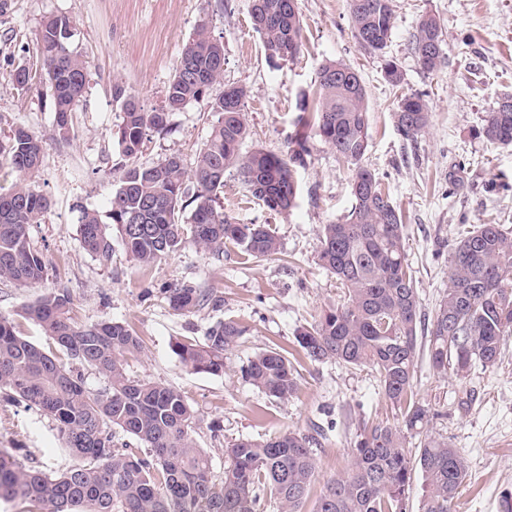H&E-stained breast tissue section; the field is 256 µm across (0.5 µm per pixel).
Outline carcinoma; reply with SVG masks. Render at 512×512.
<instances>
[{"instance_id":"cac0c4a2","label":"carcinoma","mask_w":512,"mask_h":512,"mask_svg":"<svg viewBox=\"0 0 512 512\" xmlns=\"http://www.w3.org/2000/svg\"><path fill=\"white\" fill-rule=\"evenodd\" d=\"M348 6L355 37L367 41L363 49L383 52L393 28V0H348ZM250 17L269 63L299 54L302 22L295 0H252ZM73 36L71 17L45 18L36 53L10 73L21 91L37 85L50 91L55 132L62 138L70 135L71 113L88 87L84 62L70 48ZM412 50L424 70L440 68L443 33L435 16L420 19ZM223 57L222 43L201 24L182 50L161 108L148 111L136 95L113 84V101L122 114L114 136L131 163L112 193L111 223L127 253L144 267L187 244L213 255L234 244L248 257L271 259L280 253V242L269 226L237 224L218 205L225 174L235 173L253 197L283 214L299 194L296 168L305 165L311 140L356 165L354 204L344 219L324 225L319 252L322 265L346 290L347 301L323 311L315 324L298 328L295 340L312 362L369 370L396 418L363 428L345 471L323 481L314 512H406V495L417 472L423 478L419 512H454L468 468L456 449L428 434L431 410L414 394L419 295L402 213L374 174L359 165L369 126L359 75L336 60L322 63L317 88L297 103L302 115L289 154L261 148L244 153L248 90L230 85L229 92L210 97L223 78ZM203 101L219 117L191 173L177 156L148 167L133 163L148 132L170 131L174 113ZM394 119L406 138L425 133L431 112L424 95H401ZM478 134L512 145V110L487 112ZM43 157V138L24 126L0 141V164L16 175L8 189L0 190V279L20 285L40 282L46 270L43 255L30 245L28 228L42 220L51 202L26 183ZM78 228L84 248L109 260L112 241L98 213L81 211ZM448 279L423 343L433 371L463 377L477 362L496 366L502 342L512 332V236L499 224H479L462 234ZM166 293L180 314L217 304L212 294L190 284H174ZM71 305L67 293L52 292L22 309V316L43 330L46 347L20 336L14 320L0 314V390L7 400L52 418L76 460L71 468L50 474L1 449L0 501L20 499L29 505L28 512H265L270 502L280 512H302L318 477L315 437L288 430L242 438L224 450V475L213 480L211 460L193 437L196 411L185 396L128 373V359L142 349L140 337L115 321L79 325L70 315ZM243 333L238 322L227 319L211 326L203 341H177L172 350L193 372L219 376L224 352ZM73 363L103 375L107 387H86ZM242 377L276 400L289 399L298 387L293 363L274 347L251 358ZM118 431L149 455L115 447Z\"/></svg>"}]
</instances>
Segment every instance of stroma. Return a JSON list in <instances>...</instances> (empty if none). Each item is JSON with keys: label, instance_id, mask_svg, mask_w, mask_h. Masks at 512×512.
Returning <instances> with one entry per match:
<instances>
[{"label": "stroma", "instance_id": "stroma-1", "mask_svg": "<svg viewBox=\"0 0 512 512\" xmlns=\"http://www.w3.org/2000/svg\"><path fill=\"white\" fill-rule=\"evenodd\" d=\"M391 38L380 54L365 52L353 36L347 0H297L302 48L295 59L272 66L250 20L251 0H9L0 14V138L14 126L46 140L45 158L32 188L50 197L41 223L30 225L31 245L46 263L44 279L32 286L0 280V313L13 317L20 336L42 345V329L21 317L24 305L58 290L73 300L72 316L82 325L124 323L143 341L129 362L134 377L180 390L194 407V438L224 473V450L242 437H268L321 427L319 477L342 472L363 426L392 420L395 411L370 372L336 362L314 363L297 346L298 327L345 299L335 276L320 264L324 225L342 220L353 204V167L312 140L297 173L300 192L289 214L269 211L253 198L235 173L224 178L220 202L239 224H267L281 252L271 260L246 257L227 245L223 255L186 246L150 267L124 250L115 225H107L112 258L101 262L83 247L78 217L88 209L108 215L125 159L113 135L121 121L112 100L113 83H123L148 109L163 105L169 79L198 24H207L224 45V77L211 89L246 86L249 138L284 155L296 129V103L312 92L319 66L336 60L353 67L369 105L368 148L362 159L404 216L406 253L420 297L431 314L448 288L450 258L462 229L501 224L512 233V146L478 136L486 113L512 95V0H394ZM442 26L445 62L422 69L411 50L421 17ZM68 15L74 21L71 46L86 62L89 87L72 114L69 139L56 137L49 91H18L10 79L12 61L23 47H35L44 18ZM398 63L403 82L384 76L386 60ZM425 94L432 112L426 133L401 136L393 112L401 94ZM218 118L207 102H193L171 118L168 133H148L137 165L151 166L179 156L192 170ZM185 282L219 297L186 315L171 310L164 294ZM232 319L244 330L224 355L222 375L195 373L172 351L176 340L200 338L215 322ZM286 350L297 370L298 389L276 402L245 382L241 369L258 351ZM415 391L429 404L432 437L447 441L465 458L468 476L456 512H502L512 494V335L501 346V361L472 369L466 378L439 377L419 356ZM221 432H211L212 423ZM0 448H26L32 465L59 472L72 465L55 422L42 411L0 397Z\"/></svg>", "mask_w": 512, "mask_h": 512}]
</instances>
